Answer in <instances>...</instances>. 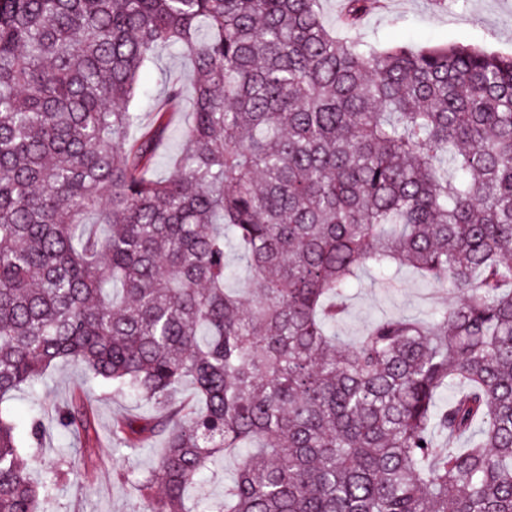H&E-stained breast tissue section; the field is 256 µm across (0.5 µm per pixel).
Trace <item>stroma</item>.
Masks as SVG:
<instances>
[{
  "mask_svg": "<svg viewBox=\"0 0 512 512\" xmlns=\"http://www.w3.org/2000/svg\"><path fill=\"white\" fill-rule=\"evenodd\" d=\"M354 35L382 46L398 41L420 46L462 42L508 53L512 51V0H381ZM454 300V295L426 286L413 268H401L397 281L390 284L377 283L373 272L365 270L336 333L356 339L377 318L403 315L427 321ZM78 384L95 402L101 433H109L114 417L135 409L132 401L113 393L110 384L88 372L69 364L51 367L33 389L16 392L6 403L22 424L42 419L45 437L37 453L40 470L58 466L76 454L54 421L42 417L41 407L63 404ZM158 454L159 447L153 444L128 460L110 444H103L96 450L99 467L94 480L86 485L60 482L42 508L44 512H137L134 492L118 483L116 475L131 464L150 468Z\"/></svg>",
  "mask_w": 512,
  "mask_h": 512,
  "instance_id": "1",
  "label": "stroma"
}]
</instances>
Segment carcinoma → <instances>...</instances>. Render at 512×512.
Returning <instances> with one entry per match:
<instances>
[{
  "mask_svg": "<svg viewBox=\"0 0 512 512\" xmlns=\"http://www.w3.org/2000/svg\"><path fill=\"white\" fill-rule=\"evenodd\" d=\"M318 2L0 0V512L89 482L84 390L50 408L80 458L39 479L41 422L1 406L61 361L146 407L112 419V447L162 444L120 475L141 512H185L226 453L219 512H512V54L378 48ZM163 47L195 79L159 177L183 88L148 127L139 98ZM394 266L457 302L333 334L359 271ZM184 116L181 113L180 118L170 128L167 134L166 146L164 150L155 158V169L159 175H164L169 170L170 155L177 150L181 143L182 128ZM237 473V461L234 455L226 454L222 464V474L216 478L208 473L201 478V484L189 491V502L194 503L200 497L218 499L224 496V485L233 481Z\"/></svg>",
  "mask_w": 512,
  "mask_h": 512,
  "instance_id": "cac0c4a2",
  "label": "carcinoma"
}]
</instances>
